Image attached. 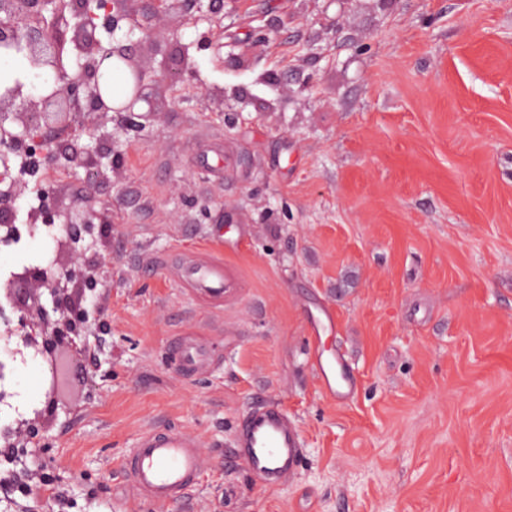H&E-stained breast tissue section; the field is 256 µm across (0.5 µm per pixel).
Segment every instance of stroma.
Instances as JSON below:
<instances>
[{
    "label": "stroma",
    "mask_w": 512,
    "mask_h": 512,
    "mask_svg": "<svg viewBox=\"0 0 512 512\" xmlns=\"http://www.w3.org/2000/svg\"><path fill=\"white\" fill-rule=\"evenodd\" d=\"M217 18L223 58L209 24L181 27L194 77L150 123L123 115L120 176L55 183L107 214L80 256L98 269L99 366L29 471L68 490L64 512H150L121 460L172 425L211 462L168 512H512V0H224ZM215 86L254 104L227 123ZM53 248L1 246L0 274ZM205 248L235 277L220 310L175 273ZM190 331L216 356L192 378L170 349ZM334 353L357 383L346 401L316 372ZM43 375L15 361L0 428ZM267 399L304 448L273 488L232 448Z\"/></svg>",
    "instance_id": "obj_1"
}]
</instances>
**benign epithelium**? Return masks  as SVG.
<instances>
[{
  "instance_id": "7a95c632",
  "label": "benign epithelium",
  "mask_w": 512,
  "mask_h": 512,
  "mask_svg": "<svg viewBox=\"0 0 512 512\" xmlns=\"http://www.w3.org/2000/svg\"><path fill=\"white\" fill-rule=\"evenodd\" d=\"M140 4L141 0H0V49L23 51L36 68L34 76L51 77L45 92H33L22 80L0 91V183L8 184L6 198H0V245L21 237L14 202L25 193L29 167L24 160L18 173H12L9 155L15 153L17 143L43 128L60 129L68 133L67 139L43 140L30 147L32 154L43 158L46 171L55 170L60 162L76 176L92 168L112 170V157L102 151L101 137L90 133L82 119L92 117L103 126L112 120V113L131 112L140 101L148 105L142 115L146 119L157 112L156 96L163 94L160 87L147 92L149 86L194 74L189 63L191 45L179 41L181 71L166 79L155 74L153 60L167 51L168 42L136 21ZM185 4L186 0H154L152 15L170 17L176 32L187 15ZM137 29L145 33L141 38L147 44L144 57L126 45ZM116 68L127 79L122 100L112 98L106 80ZM61 217L71 227L54 237V256L47 266H23L0 277V322L6 326L0 339L8 344L18 338L41 358L46 373L43 407L0 430L3 448H25L41 440L59 411L81 392L71 365L86 348L89 310L84 302L91 283L73 262V256L82 251V237L72 225L89 224L101 214L86 208L64 211L57 199H44L27 212L28 233H49ZM13 360L10 349L7 357L0 358V405L7 404L10 396L2 383L12 373Z\"/></svg>"
}]
</instances>
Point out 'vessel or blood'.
Returning <instances> with one entry per match:
<instances>
[{"instance_id":"b4317fda","label":"vessel or blood","mask_w":512,"mask_h":512,"mask_svg":"<svg viewBox=\"0 0 512 512\" xmlns=\"http://www.w3.org/2000/svg\"><path fill=\"white\" fill-rule=\"evenodd\" d=\"M183 288L197 301L223 307L235 290L221 255L200 251L178 271ZM172 356L188 376L208 365L213 354L202 341L180 336L172 342ZM320 375L329 392L339 400L352 390V379L342 361L321 364ZM234 454L246 471L266 487L279 485L302 464L299 433L278 402L256 403L240 420L233 435ZM205 458L198 437L181 429H150L137 438L121 461L124 476L139 501L162 508L183 503L200 481Z\"/></svg>"}]
</instances>
